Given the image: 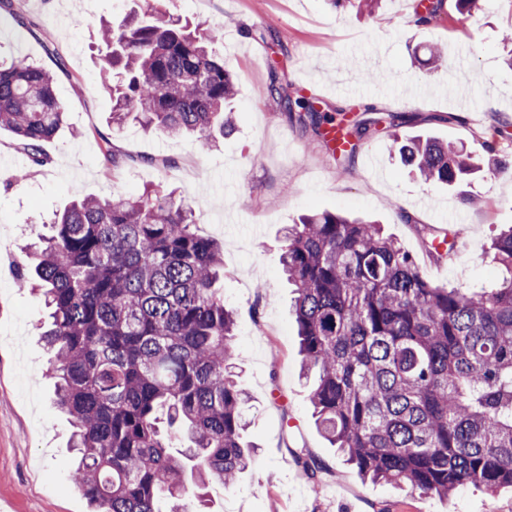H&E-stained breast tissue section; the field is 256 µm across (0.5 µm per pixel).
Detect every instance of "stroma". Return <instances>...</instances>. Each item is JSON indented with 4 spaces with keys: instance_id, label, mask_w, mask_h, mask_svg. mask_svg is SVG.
<instances>
[{
    "instance_id": "35a3bbf8",
    "label": "stroma",
    "mask_w": 512,
    "mask_h": 512,
    "mask_svg": "<svg viewBox=\"0 0 512 512\" xmlns=\"http://www.w3.org/2000/svg\"><path fill=\"white\" fill-rule=\"evenodd\" d=\"M416 0H384L375 14L330 0H15L16 17L0 18V52L24 56L54 72V90L68 127L44 145L50 158L14 181L21 153L0 129V498L15 512H90L69 481V420L54 404L50 355L38 341L45 310L18 277L21 247L73 199L135 194L147 184L175 189L201 215L199 232L224 247V302L234 309L239 349L237 383L249 398L245 443L253 465L232 484L211 483L209 512H512V490L466 487L449 497L422 496L363 481L330 448L314 424L311 383L300 370L291 310L293 292L281 269L283 225L318 210L362 216L383 225L433 281L479 288L498 271L488 247L512 225V68L500 38L512 30V0H481L465 19L412 21ZM156 7L219 30L217 49L238 79L236 128L207 150L190 138L115 128L112 101L99 88L100 22ZM272 28L281 44L248 36ZM452 45L446 63L422 67L416 52ZM290 91L309 89L320 113L342 125L364 107L406 121L396 132L361 138L353 155H335L312 128L265 103L270 66ZM374 81H363L365 71ZM430 134L461 145L483 169L468 183L434 189L391 154V135ZM110 141L131 163L105 168L100 146ZM168 157L172 168L141 164ZM474 195L476 204L464 203ZM467 225L448 257L426 239ZM323 466L319 492L300 473L296 455Z\"/></svg>"
}]
</instances>
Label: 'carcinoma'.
<instances>
[{"label":"carcinoma","instance_id":"cac0c4a2","mask_svg":"<svg viewBox=\"0 0 512 512\" xmlns=\"http://www.w3.org/2000/svg\"><path fill=\"white\" fill-rule=\"evenodd\" d=\"M480 0H429L428 25ZM102 86L112 123L132 120L210 146L234 130L237 79L215 50L218 35L153 14L100 29ZM52 73L25 57L0 59V127L30 168L66 124ZM265 96L323 135L311 101L291 98L277 71ZM393 149L424 183L453 186L474 169L462 148L431 136ZM116 167L133 160L110 141ZM199 215L174 192L72 202L25 248L50 323L56 404L78 455L71 480L95 512H201L212 481L249 468L247 398L235 380L234 311L215 284L223 247L197 233ZM280 262L295 288L303 375L316 426L364 479L448 497L473 485L512 487V226L492 240L495 287L437 284L380 225L322 211L285 228ZM184 430L192 446L172 450ZM297 466L313 489L322 467Z\"/></svg>","mask_w":512,"mask_h":512}]
</instances>
